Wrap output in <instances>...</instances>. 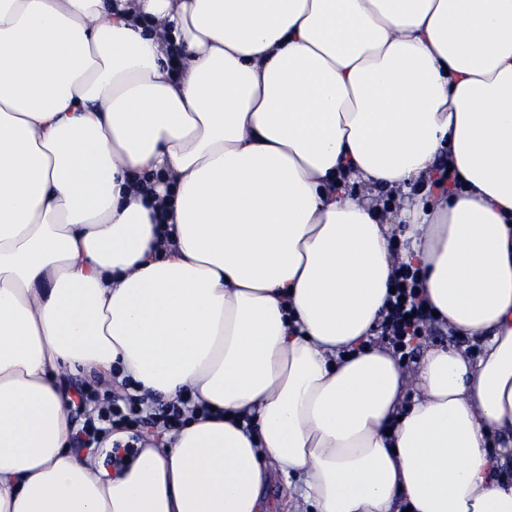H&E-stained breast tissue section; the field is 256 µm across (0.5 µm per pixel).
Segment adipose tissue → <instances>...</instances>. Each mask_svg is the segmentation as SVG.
I'll return each instance as SVG.
<instances>
[{
	"label": "adipose tissue",
	"mask_w": 512,
	"mask_h": 512,
	"mask_svg": "<svg viewBox=\"0 0 512 512\" xmlns=\"http://www.w3.org/2000/svg\"><path fill=\"white\" fill-rule=\"evenodd\" d=\"M402 263L475 354L373 343ZM80 370L213 413L116 474ZM511 456L512 0H0V512H512Z\"/></svg>",
	"instance_id": "1"
}]
</instances>
